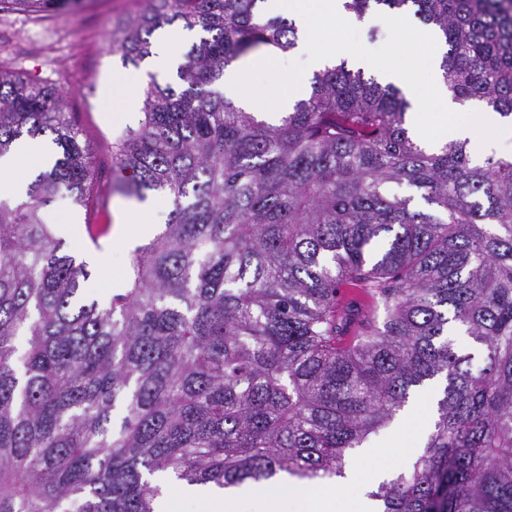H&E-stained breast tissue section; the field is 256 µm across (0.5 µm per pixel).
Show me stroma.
Masks as SVG:
<instances>
[{
	"instance_id": "obj_1",
	"label": "stroma",
	"mask_w": 512,
	"mask_h": 512,
	"mask_svg": "<svg viewBox=\"0 0 512 512\" xmlns=\"http://www.w3.org/2000/svg\"><path fill=\"white\" fill-rule=\"evenodd\" d=\"M146 6L147 0H81L76 8L40 16L19 10L0 12V67L62 93L65 110L90 150L96 181L87 207L65 200L45 215L55 229L67 225L76 229V236L65 239L68 251L76 256L90 244L85 225L106 222L124 227L131 236L139 228L136 200L112 191V139L125 126L136 125L142 114L134 112L125 120L114 116L113 108L124 94L118 78L135 72L136 67L124 62L111 43L118 24ZM101 244L112 249L109 266L91 268L83 289L105 302L125 284L128 253L114 246L111 238H103ZM441 392L437 381L413 390L404 410L369 440V447L377 451L372 459L362 460L360 449L348 451L347 461L361 465L353 489L366 488L367 477L377 468L388 470L393 478L411 470L426 441L425 435L414 434L413 429L433 424Z\"/></svg>"
}]
</instances>
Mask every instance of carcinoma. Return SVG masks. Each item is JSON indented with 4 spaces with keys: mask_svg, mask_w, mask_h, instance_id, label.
Instances as JSON below:
<instances>
[{
    "mask_svg": "<svg viewBox=\"0 0 512 512\" xmlns=\"http://www.w3.org/2000/svg\"><path fill=\"white\" fill-rule=\"evenodd\" d=\"M148 2L113 34L124 61L177 21L202 36L181 89L150 77L144 118L112 143L119 190L171 209L105 304L81 298L86 264L44 218L62 193L86 204L89 149L57 91L0 70V158L47 133L57 148L25 201L0 200V512H156L159 471L224 489L339 478L347 450L435 379L422 453L369 498L378 512H512V160L476 164L466 140L428 150L402 91L344 62L260 119L224 98V68L294 48L295 25L265 0ZM373 3L414 7L444 41L455 100L512 114V0L345 7L360 19ZM346 284L373 298L349 345L361 309L336 306Z\"/></svg>",
    "mask_w": 512,
    "mask_h": 512,
    "instance_id": "cac0c4a2",
    "label": "carcinoma"
}]
</instances>
